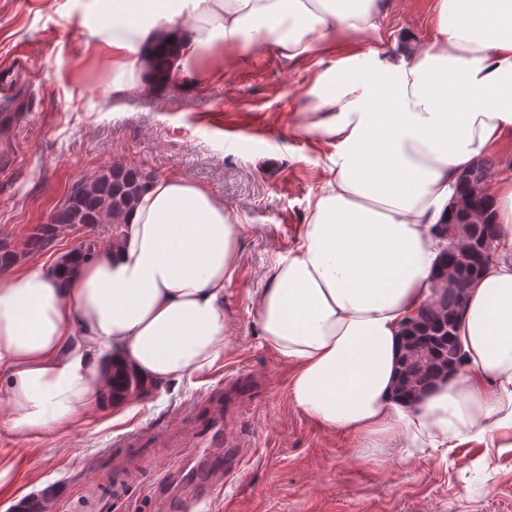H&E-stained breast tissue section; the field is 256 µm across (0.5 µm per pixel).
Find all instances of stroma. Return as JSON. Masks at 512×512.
<instances>
[{
  "label": "stroma",
  "mask_w": 512,
  "mask_h": 512,
  "mask_svg": "<svg viewBox=\"0 0 512 512\" xmlns=\"http://www.w3.org/2000/svg\"><path fill=\"white\" fill-rule=\"evenodd\" d=\"M433 0H392L385 31L432 34ZM84 0H0V240L21 247L73 186L132 167L176 175L222 199L243 226L227 286L236 316L222 363L165 387L113 423L103 401L81 423L39 434L0 428L13 472L0 512L30 500L52 512H512V434L493 446L375 457L291 403L289 367L263 342L254 300L278 254L293 248L333 146L293 132L319 58L287 65L256 49L225 53L207 79L174 78L153 93L115 96L112 60L97 57L81 23ZM241 441L237 471L160 496L180 456L216 430Z\"/></svg>",
  "instance_id": "35a3bbf8"
}]
</instances>
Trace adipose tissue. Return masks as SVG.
Returning <instances> with one entry per match:
<instances>
[{
    "label": "adipose tissue",
    "mask_w": 512,
    "mask_h": 512,
    "mask_svg": "<svg viewBox=\"0 0 512 512\" xmlns=\"http://www.w3.org/2000/svg\"><path fill=\"white\" fill-rule=\"evenodd\" d=\"M386 0H87L85 25L112 55V90L160 86L152 63L202 77L201 60L255 48L329 59L296 132L333 141L329 178L294 248L256 301L264 343L293 369V406L356 446L453 448L512 431V176L479 188L494 203L497 256L470 288L454 334L460 367L400 394L405 328L439 291L434 225L458 178L512 139V0H435L431 37L381 34ZM242 226L223 200L154 179L117 240L74 270L29 264L0 278V427L77 424L113 377L148 388L212 369L234 331L226 285Z\"/></svg>",
    "instance_id": "obj_1"
}]
</instances>
